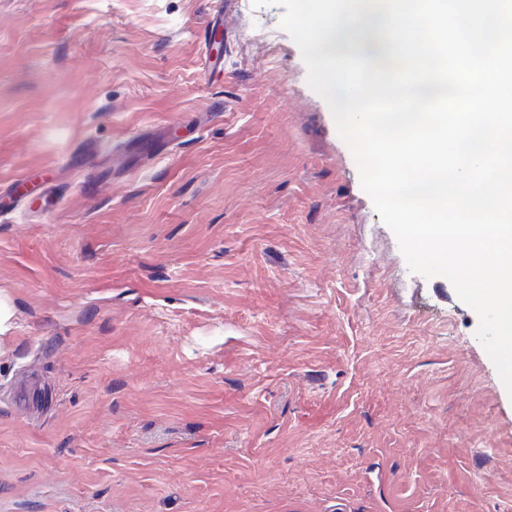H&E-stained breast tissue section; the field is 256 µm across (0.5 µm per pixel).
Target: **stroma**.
I'll list each match as a JSON object with an SVG mask.
<instances>
[{"label":"stroma","mask_w":512,"mask_h":512,"mask_svg":"<svg viewBox=\"0 0 512 512\" xmlns=\"http://www.w3.org/2000/svg\"><path fill=\"white\" fill-rule=\"evenodd\" d=\"M0 0V512H512V396L411 272L284 9ZM216 1L219 2V6L215 13L212 15V17L210 18L208 27L204 30L201 42L207 61L209 63L210 76L214 78H220V72L224 65V58L222 56H219L218 54H213L210 44L211 35L214 33V31L218 30L219 28H224V15L227 16L235 12L236 1Z\"/></svg>","instance_id":"1"}]
</instances>
